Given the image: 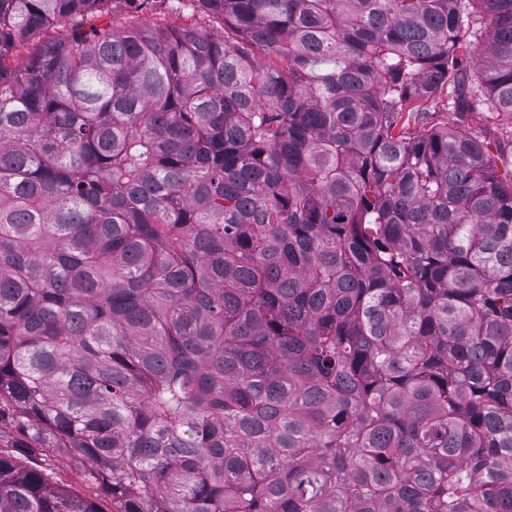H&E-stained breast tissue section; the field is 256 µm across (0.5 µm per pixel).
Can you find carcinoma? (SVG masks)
Wrapping results in <instances>:
<instances>
[{
    "label": "carcinoma",
    "instance_id": "cac0c4a2",
    "mask_svg": "<svg viewBox=\"0 0 512 512\" xmlns=\"http://www.w3.org/2000/svg\"><path fill=\"white\" fill-rule=\"evenodd\" d=\"M0 0V404L117 512H512V0ZM488 24L465 62L461 21ZM24 61L13 50L57 23ZM0 452V512H101ZM113 1V0H112ZM139 2L115 0L109 3L112 20L117 27L148 26L158 30L196 27L206 30L215 38L232 40L233 33L226 28L218 17L203 16L198 10H192L189 3L178 0H148L138 8ZM229 37V38H228ZM448 86L442 88L434 98L423 99V115H416L411 119V128L414 132H420L425 126L433 124L448 125L458 127L466 131H483L487 141L490 142L489 148L498 155V145L508 147L512 139V119L508 116L499 118H489L485 112L480 109H464L463 115L459 116L454 110L448 111Z\"/></svg>",
    "mask_w": 512,
    "mask_h": 512
}]
</instances>
